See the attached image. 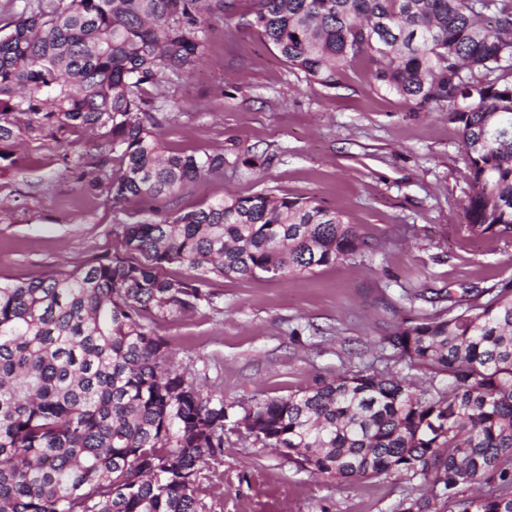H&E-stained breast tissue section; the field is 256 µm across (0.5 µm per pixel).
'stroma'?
<instances>
[{
  "label": "stroma",
  "instance_id": "obj_1",
  "mask_svg": "<svg viewBox=\"0 0 512 512\" xmlns=\"http://www.w3.org/2000/svg\"><path fill=\"white\" fill-rule=\"evenodd\" d=\"M252 0L231 16L205 18L201 63L170 77L158 133L170 152L223 153L224 173L190 183L162 202L157 219L227 196L267 191L313 197L360 226L374 244L361 261L303 275L211 277L224 306L160 320L172 359L233 411L224 455L200 474L210 512H396L393 479L345 486L241 434L256 400L314 387L345 372L384 369L383 337L432 312L443 290L498 288L512 280V239L475 238L465 203L473 192L462 127L447 108L371 88L365 65L326 88L288 69L246 25ZM99 141L82 129H45L0 145L12 165L0 176V275L39 278L121 252L131 198L76 181L92 169ZM253 152L264 165L237 163ZM421 292L411 302L406 292Z\"/></svg>",
  "mask_w": 512,
  "mask_h": 512
}]
</instances>
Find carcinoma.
Returning a JSON list of instances; mask_svg holds the SVG:
<instances>
[{
	"label": "carcinoma",
	"mask_w": 512,
	"mask_h": 512,
	"mask_svg": "<svg viewBox=\"0 0 512 512\" xmlns=\"http://www.w3.org/2000/svg\"><path fill=\"white\" fill-rule=\"evenodd\" d=\"M247 25L326 88L364 62L374 87L462 124L474 237L512 238V6L505 0H253ZM235 0H68L0 34V143L91 129L115 203L154 202L224 173V152L165 153L143 95L202 61L206 14ZM125 254L41 278L0 276V512H207L199 475L224 454L230 406L172 365L147 324L219 296L206 275L311 273L372 246L311 197L260 191L122 225ZM189 274L170 276L166 266ZM482 304L425 314L385 338L397 371L342 374L240 419L248 436L347 482L393 477L397 512H512V281ZM428 374L425 384L410 371ZM432 488L433 497L415 494Z\"/></svg>",
	"instance_id": "cac0c4a2"
}]
</instances>
